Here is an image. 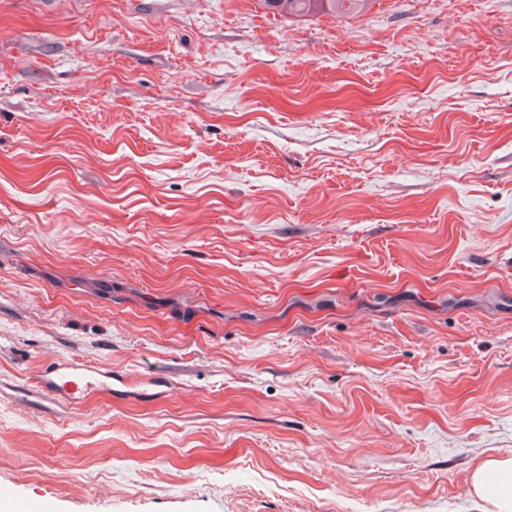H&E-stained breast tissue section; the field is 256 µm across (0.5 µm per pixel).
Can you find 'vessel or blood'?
Segmentation results:
<instances>
[{
  "mask_svg": "<svg viewBox=\"0 0 512 512\" xmlns=\"http://www.w3.org/2000/svg\"><path fill=\"white\" fill-rule=\"evenodd\" d=\"M111 370L83 362L55 361L45 366L36 385L67 403L77 405L95 390L111 391Z\"/></svg>",
  "mask_w": 512,
  "mask_h": 512,
  "instance_id": "vessel-or-blood-1",
  "label": "vessel or blood"
}]
</instances>
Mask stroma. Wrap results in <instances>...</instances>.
<instances>
[{
	"instance_id": "35a3bbf8",
	"label": "stroma",
	"mask_w": 512,
	"mask_h": 512,
	"mask_svg": "<svg viewBox=\"0 0 512 512\" xmlns=\"http://www.w3.org/2000/svg\"><path fill=\"white\" fill-rule=\"evenodd\" d=\"M492 453L512 0H0V512H480ZM265 9L288 17L326 14L335 18L363 15L374 0H261ZM112 381L123 383L122 375H112L111 369L76 361H55L45 366L36 385L69 404L82 403L85 396L95 390L112 394Z\"/></svg>"
}]
</instances>
